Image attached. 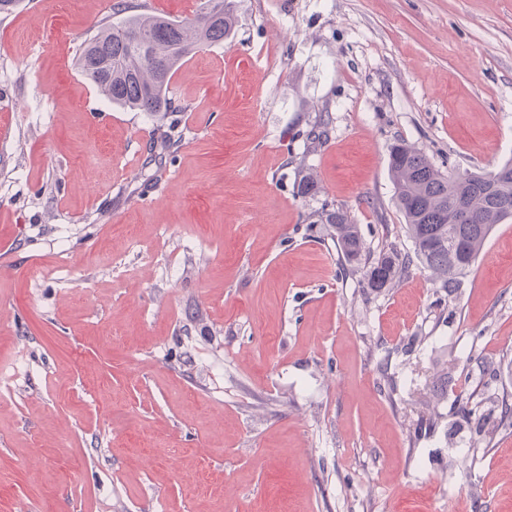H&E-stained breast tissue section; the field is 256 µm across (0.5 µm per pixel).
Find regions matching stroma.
<instances>
[{
    "instance_id": "35a3bbf8",
    "label": "stroma",
    "mask_w": 512,
    "mask_h": 512,
    "mask_svg": "<svg viewBox=\"0 0 512 512\" xmlns=\"http://www.w3.org/2000/svg\"><path fill=\"white\" fill-rule=\"evenodd\" d=\"M236 15L152 117L76 65L123 12L0 13V512H512V429L455 405L512 395V223L449 296L418 266L367 288L310 221L407 253L393 143L512 160V0ZM317 217L313 223L331 224L344 259L350 264H359L362 260L364 244L358 225L352 224L347 211L340 208L323 209ZM456 401L458 402L459 411L470 419L473 418L476 434L484 437L486 428L491 423L490 414L492 410L480 409L479 404L473 402V395L471 394L467 397H463V394H460Z\"/></svg>"
}]
</instances>
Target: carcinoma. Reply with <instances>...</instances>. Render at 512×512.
I'll use <instances>...</instances> for the list:
<instances>
[{
	"instance_id": "1",
	"label": "carcinoma",
	"mask_w": 512,
	"mask_h": 512,
	"mask_svg": "<svg viewBox=\"0 0 512 512\" xmlns=\"http://www.w3.org/2000/svg\"><path fill=\"white\" fill-rule=\"evenodd\" d=\"M234 27L233 0H203L188 22L134 13L116 24L94 25L77 65L108 101L157 116L171 107L167 91L177 66L203 46L231 37ZM389 170L413 253L390 251L365 266L367 287L388 288L417 263L440 288L453 293L494 227L512 221V161L491 172L445 174L420 148L398 143L391 147ZM316 222L331 225L348 263L362 260L361 233L346 211L324 209ZM457 402L482 437L490 424L496 429L512 426V405L505 398L494 422L473 395H460Z\"/></svg>"
}]
</instances>
